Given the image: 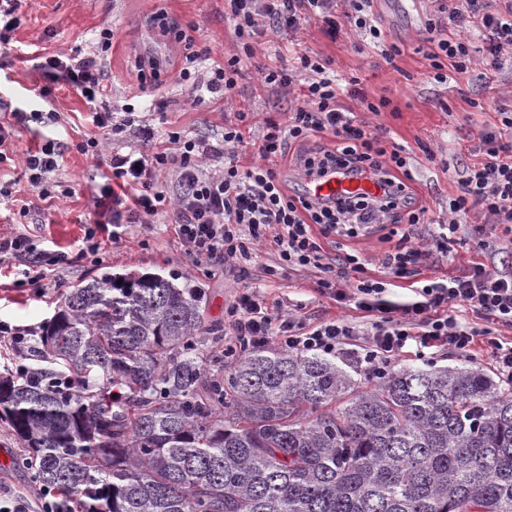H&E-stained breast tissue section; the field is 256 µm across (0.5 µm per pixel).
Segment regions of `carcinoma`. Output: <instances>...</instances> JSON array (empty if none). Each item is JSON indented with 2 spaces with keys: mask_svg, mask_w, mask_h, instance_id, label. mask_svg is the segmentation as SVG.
Masks as SVG:
<instances>
[{
  "mask_svg": "<svg viewBox=\"0 0 512 512\" xmlns=\"http://www.w3.org/2000/svg\"><path fill=\"white\" fill-rule=\"evenodd\" d=\"M221 341L188 278L67 289L0 375L19 463L61 512H512V383Z\"/></svg>",
  "mask_w": 512,
  "mask_h": 512,
  "instance_id": "1",
  "label": "carcinoma"
}]
</instances>
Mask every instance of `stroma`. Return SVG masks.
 <instances>
[{
    "label": "stroma",
    "mask_w": 512,
    "mask_h": 512,
    "mask_svg": "<svg viewBox=\"0 0 512 512\" xmlns=\"http://www.w3.org/2000/svg\"><path fill=\"white\" fill-rule=\"evenodd\" d=\"M224 5V0H24L19 11L21 24L9 47L0 49V114L25 107L32 89L42 84L38 56L88 52L99 31L108 27L114 37L105 61L111 90L106 106L118 114L130 101L161 132L177 131L221 144L223 99L209 97L196 102L188 98L174 65L202 51L208 52L210 60H219L235 48L233 28L224 20ZM428 8L427 0H416L409 9L400 0H373L371 13L382 34L381 45L370 43L355 30L333 41L311 23L304 25L293 42L284 35H266L255 44V59L258 65L275 67L291 59L294 52L311 48L332 59L338 82L359 78L369 99L389 100V108L370 115L369 120L404 148L415 197L434 219L442 221L449 198L458 190L460 175L478 160L475 126L495 120L494 113L481 111V104L499 100L512 106V58H504L494 70L476 63L467 74L436 80L421 50ZM392 44L401 54L390 65L382 59L381 48ZM153 62L160 77L147 73ZM297 104V99L264 84L255 68H245L233 98L235 108L252 114L245 133L244 161L256 159L254 144L266 119L285 117ZM47 109L55 113V120L17 127L8 149L10 159L0 164V180L13 183L19 199L31 204L25 223L12 204H0V234H31L39 247L63 251L68 261L50 271L49 286L41 297L18 285L10 263L0 264V320L38 329L53 316L67 288L105 271H136L191 277L205 288L208 315L218 322L224 319L225 305L246 286L259 288L268 302L283 309L289 300L305 301L304 314L314 321L339 318L361 322V311L338 307L319 296L313 272L268 276V266L276 261L273 244L260 249L244 274L230 266H194L185 257L168 215L157 217L148 231L128 226L124 240L106 244L100 265L81 260L78 249L83 226L92 216L103 183L101 170L76 148L91 130L90 107L61 82L54 85ZM47 139L62 146L51 177L72 189L71 194L51 200L40 199L28 185L21 164L26 149ZM475 262L512 273V237L494 232L489 248L483 249L468 228H460L449 255L429 261L423 274L458 276ZM0 450L7 455L6 462L0 463V481L20 491L36 492L38 486L30 471L17 463L21 444L1 422Z\"/></svg>",
    "instance_id": "obj_1"
}]
</instances>
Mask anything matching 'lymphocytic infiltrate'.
I'll return each mask as SVG.
<instances>
[{
  "label": "lymphocytic infiltrate",
  "instance_id": "1",
  "mask_svg": "<svg viewBox=\"0 0 512 512\" xmlns=\"http://www.w3.org/2000/svg\"><path fill=\"white\" fill-rule=\"evenodd\" d=\"M226 18L240 43L206 78L181 68L187 96L203 93L232 98L244 66L253 58L252 44L273 31L296 34L304 24L319 25L329 38L355 29L379 42L381 32L369 12L370 0H225ZM422 39L430 44L428 58L436 79L445 72L463 74L474 63L490 69L512 57V0H429ZM482 35L473 45L471 32ZM112 47L111 29H102L92 52L60 58L45 57L39 67L50 80L66 81L92 110V125L114 140H130L127 153L102 156L99 137L90 136L77 148L103 160L106 183L96 201V217L84 227L78 254L99 261L105 243H119L125 224L151 226L155 216L171 212L174 230L186 257L196 264H250L260 245L272 241L277 260L272 274L310 270L318 276V292L337 306H355L369 322L360 325L330 318L308 323L295 311L272 314L265 295L243 289L224 307L225 351L246 350L277 341L297 352L335 355L345 347L371 370L384 371L412 353L471 354L484 345L496 372L512 382V274L504 275L483 263L473 264L461 277L435 279L415 285L414 277L433 254H447L448 243L462 225L477 238L488 229L512 233V110L496 104L497 121L479 128L480 159L458 182V194L448 204V227L434 248L410 244V230L429 223L428 208L410 191L408 161L398 145L387 143L382 129L371 127L366 113L380 112L388 100L367 101L359 79L339 85L331 77L330 58L311 49L299 51L294 64L259 67L261 80L280 91L300 89L302 103L281 121L267 122L257 146L258 162L244 165L237 148L250 115L237 111L224 122V144L214 147L195 136L172 134L169 147L156 143L154 128L142 120L133 105H125L121 119L98 109L105 95L104 56ZM305 82H298V75ZM363 102V111L346 108L343 98ZM326 135V142L297 155L308 177L323 176L336 167L364 178L379 179L378 196L340 195L309 199L289 191L276 167L287 146ZM61 155L55 142L27 150L23 168L28 183L42 198L54 197L50 175ZM221 156V173L205 171L206 160ZM177 169V193L168 195L160 177ZM401 243L386 253L382 265L389 278L412 283L413 298L388 299V280L368 275L360 257L348 253L347 242L374 230ZM336 252L327 255L325 243ZM8 261L35 295H44L50 267L66 263L64 253L38 248L27 234L0 236V262Z\"/></svg>",
  "mask_w": 512,
  "mask_h": 512
}]
</instances>
